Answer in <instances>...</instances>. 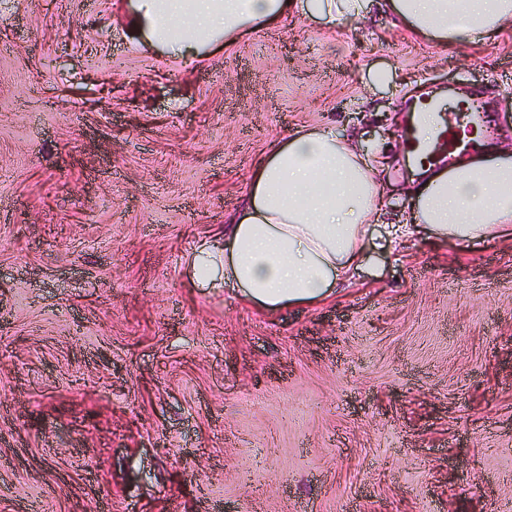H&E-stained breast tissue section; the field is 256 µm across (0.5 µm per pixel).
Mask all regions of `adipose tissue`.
I'll return each mask as SVG.
<instances>
[{
    "label": "adipose tissue",
    "mask_w": 512,
    "mask_h": 512,
    "mask_svg": "<svg viewBox=\"0 0 512 512\" xmlns=\"http://www.w3.org/2000/svg\"><path fill=\"white\" fill-rule=\"evenodd\" d=\"M384 10L417 39L442 47L512 28V0H130V25L172 55L201 56L292 14L333 24ZM461 136L482 153L449 168H421L408 192L409 223L391 226L380 240L373 228L385 152L319 125L290 131L253 169L223 247L194 250L198 281L223 278L244 300L273 312L330 298L391 238L422 232L449 248L501 235L512 226V152L484 148L477 126Z\"/></svg>",
    "instance_id": "1"
}]
</instances>
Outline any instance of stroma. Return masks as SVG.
<instances>
[{
	"label": "stroma",
	"instance_id": "obj_1",
	"mask_svg": "<svg viewBox=\"0 0 512 512\" xmlns=\"http://www.w3.org/2000/svg\"><path fill=\"white\" fill-rule=\"evenodd\" d=\"M128 8L0 0V512H512V232L273 313L188 264L298 126L386 144L391 224L414 97L472 94L511 148L512 29L294 15L176 58Z\"/></svg>",
	"mask_w": 512,
	"mask_h": 512
}]
</instances>
